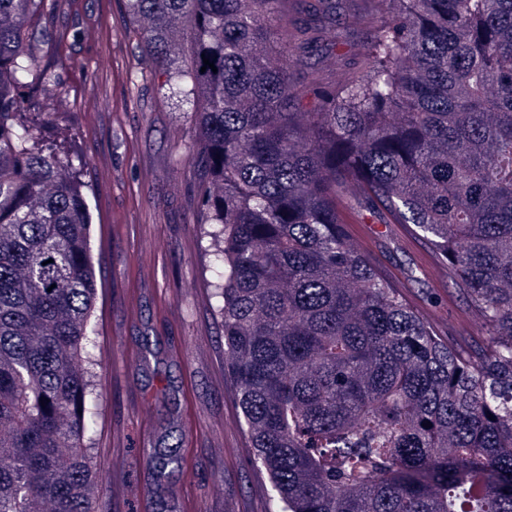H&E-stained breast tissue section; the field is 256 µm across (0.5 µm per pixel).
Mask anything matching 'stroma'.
<instances>
[{
	"instance_id": "1",
	"label": "stroma",
	"mask_w": 512,
	"mask_h": 512,
	"mask_svg": "<svg viewBox=\"0 0 512 512\" xmlns=\"http://www.w3.org/2000/svg\"><path fill=\"white\" fill-rule=\"evenodd\" d=\"M376 0H336V24L348 32L335 49L304 59L295 82L312 93L342 85L363 65L360 55L377 18ZM51 26L64 34L44 58L59 85L47 141L84 155L90 185L91 254L99 299L98 432L93 463L103 512H268L267 474L252 455L236 387L224 361V336L208 283L207 255L195 222L197 196L186 162L190 123L136 83L138 48L124 32V0H56ZM110 64L99 68V56ZM396 279L430 251L427 240L383 224L363 246ZM409 300L471 352L485 344L464 297L435 265L408 282ZM139 364L127 369L125 356ZM168 448L179 462L158 490L151 456ZM128 465L114 471L112 457Z\"/></svg>"
}]
</instances>
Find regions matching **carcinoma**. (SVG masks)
I'll return each mask as SVG.
<instances>
[{
  "label": "carcinoma",
  "instance_id": "carcinoma-1",
  "mask_svg": "<svg viewBox=\"0 0 512 512\" xmlns=\"http://www.w3.org/2000/svg\"><path fill=\"white\" fill-rule=\"evenodd\" d=\"M332 2L125 0L136 76L194 126L252 463L270 512H512V0H388L364 65L309 105L293 49ZM49 14L0 0V512H99L85 162L21 97L55 83ZM345 212L427 239L485 349L441 338ZM150 463L165 486L178 459Z\"/></svg>",
  "mask_w": 512,
  "mask_h": 512
}]
</instances>
